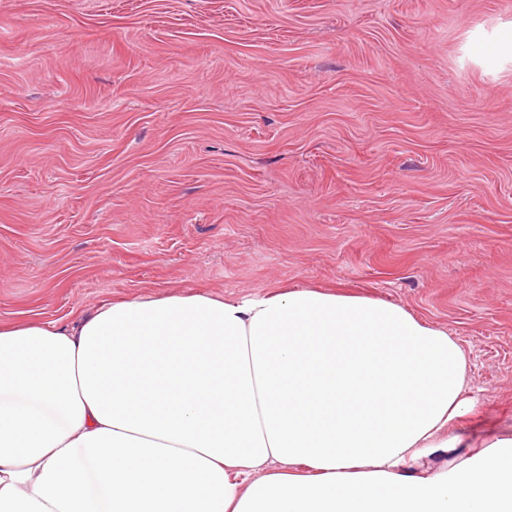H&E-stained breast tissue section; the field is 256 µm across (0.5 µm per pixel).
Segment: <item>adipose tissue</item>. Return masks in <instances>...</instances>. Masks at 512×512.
<instances>
[{
    "mask_svg": "<svg viewBox=\"0 0 512 512\" xmlns=\"http://www.w3.org/2000/svg\"><path fill=\"white\" fill-rule=\"evenodd\" d=\"M458 341L367 295L137 297L0 325V512H512V434L451 470Z\"/></svg>",
    "mask_w": 512,
    "mask_h": 512,
    "instance_id": "ef3b65f1",
    "label": "adipose tissue"
}]
</instances>
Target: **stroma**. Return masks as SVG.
Instances as JSON below:
<instances>
[{
    "label": "stroma",
    "mask_w": 512,
    "mask_h": 512,
    "mask_svg": "<svg viewBox=\"0 0 512 512\" xmlns=\"http://www.w3.org/2000/svg\"><path fill=\"white\" fill-rule=\"evenodd\" d=\"M512 0H0V323L333 287L512 427Z\"/></svg>",
    "instance_id": "obj_1"
}]
</instances>
